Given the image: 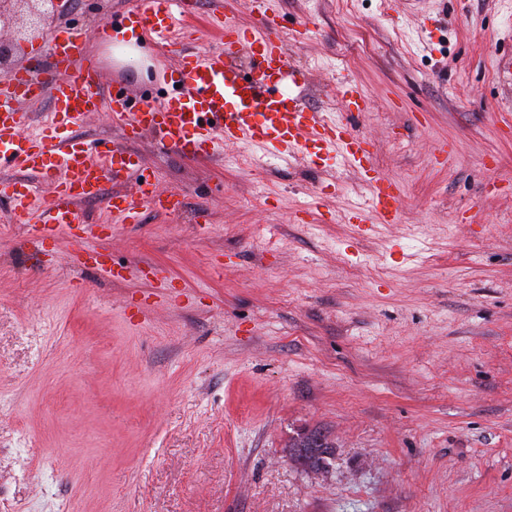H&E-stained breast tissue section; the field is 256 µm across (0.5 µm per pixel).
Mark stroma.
I'll list each match as a JSON object with an SVG mask.
<instances>
[{
    "label": "stroma",
    "instance_id": "obj_1",
    "mask_svg": "<svg viewBox=\"0 0 512 512\" xmlns=\"http://www.w3.org/2000/svg\"><path fill=\"white\" fill-rule=\"evenodd\" d=\"M135 2L63 21L104 86L156 102L175 55L143 39L148 66H118L96 33ZM273 8L308 104L403 185L401 223L359 230L342 157L255 168L252 146L191 159L146 135L133 150L186 210L117 226L113 280L73 267L66 235L37 263L0 199V512H512V0ZM214 14L255 22L248 0H192L185 50L218 46ZM152 267L170 300L141 317ZM312 431L318 474L291 456Z\"/></svg>",
    "mask_w": 512,
    "mask_h": 512
}]
</instances>
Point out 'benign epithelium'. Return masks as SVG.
<instances>
[{
  "label": "benign epithelium",
  "instance_id": "benign-epithelium-1",
  "mask_svg": "<svg viewBox=\"0 0 512 512\" xmlns=\"http://www.w3.org/2000/svg\"><path fill=\"white\" fill-rule=\"evenodd\" d=\"M65 10L64 0H0V27L13 29L11 37H0V78L11 73L25 47L59 26Z\"/></svg>",
  "mask_w": 512,
  "mask_h": 512
}]
</instances>
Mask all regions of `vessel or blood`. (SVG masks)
<instances>
[{
  "mask_svg": "<svg viewBox=\"0 0 512 512\" xmlns=\"http://www.w3.org/2000/svg\"><path fill=\"white\" fill-rule=\"evenodd\" d=\"M269 3L250 0L257 24L248 32L211 17L209 25L220 33V46L203 54L179 51L175 75L165 82L164 96L155 104L135 105L122 88L102 96L95 63L72 72L84 52L82 35L72 26L52 35L48 55H33L26 67L0 81V168L36 174L52 183L46 195L26 182L13 183L7 194L15 218L30 227L32 249H44L49 238L75 228L85 229L102 246L112 239V225L138 223L143 210L183 209V193L159 189L145 175L138 155L122 146L87 147L69 136V129L84 125L104 105L126 138L148 132L160 144L194 158L214 156L224 144L242 141L282 154L298 152L312 163L333 153L343 155L367 182L363 221L398 223L402 188L370 168L364 140L325 121L308 106L303 90L271 87L273 75L291 81L297 75ZM179 4L180 0H137L134 9L107 18L99 28L108 35L129 28L169 47ZM244 53L251 60L246 70L237 64ZM45 99L51 103L49 121L24 132L20 105ZM120 175L134 178L133 190L105 192V184ZM85 201L101 202L107 221L89 223L81 209Z\"/></svg>",
  "mask_w": 512,
  "mask_h": 512,
  "instance_id": "obj_1",
  "label": "vessel or blood"
}]
</instances>
